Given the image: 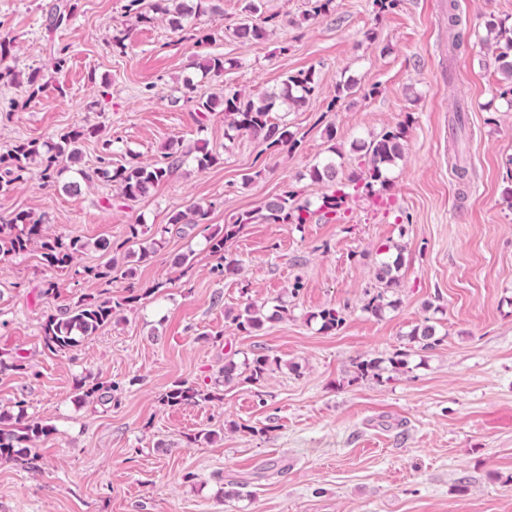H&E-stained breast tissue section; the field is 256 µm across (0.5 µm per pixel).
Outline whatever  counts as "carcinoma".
Returning <instances> with one entry per match:
<instances>
[{"instance_id":"cac0c4a2","label":"carcinoma","mask_w":512,"mask_h":512,"mask_svg":"<svg viewBox=\"0 0 512 512\" xmlns=\"http://www.w3.org/2000/svg\"><path fill=\"white\" fill-rule=\"evenodd\" d=\"M261 0H245V18L235 29V36L243 43L262 39L266 36V24L273 20L264 16L260 20L254 17L261 13ZM217 12L212 0H194L189 5L185 0H152L150 13H136V20L149 22L156 17L169 21L175 30L192 28L196 21L205 14ZM463 20L458 13L456 0H448V30L453 33L451 47L457 50L464 43L461 31ZM488 37L498 46L497 60L499 69L505 79L512 81V24L506 19L489 24ZM235 61L227 60L222 55H209L201 61L192 62L193 68L201 72V78L212 79L224 74L228 66ZM197 84L187 77L183 81L185 100L194 103L195 110L201 116L221 109L224 112V139L233 141L241 135H249L267 144V148L275 151L285 148L292 149L298 144L296 134L285 122L273 121L272 114L284 109H296L305 106L319 92V83L314 70L300 71L286 76L282 87L277 91H266L257 95H246L239 90L226 89L219 95L196 98ZM408 126L398 124L388 127L371 139L355 147L359 152L358 170L348 176L340 174L336 156L340 151L336 146L329 147L330 155L313 165L311 177L315 181L326 182L331 191L321 198L317 210L310 209V204L296 202V193L285 190L281 194L269 198L262 207V218L269 224H307L315 212L323 213L327 219L337 220L341 211L345 210L348 201L359 194H366L377 202L384 201L382 192L390 188L391 179L388 172L402 157L403 145L407 137ZM99 130L93 126H82L60 134L57 138L38 142L34 140L20 141L6 154L0 155V192L6 193L14 185L26 180L32 168H38L39 177L46 183L54 181L68 170V165L79 161L81 144L88 138H95ZM100 166L93 174L83 169L74 172L73 180L67 184L72 191L80 190L81 183L95 177L100 182L113 187L115 199L135 201L150 193L162 181L168 179L173 172L186 164H192L197 170L205 171L222 160L224 152L209 147L207 141L199 139L187 149L181 147H165L163 159L154 163L143 164L133 160L117 166L112 165V140L102 139ZM209 211L202 206H193L186 210L171 213L168 224L177 232L185 228H194L208 221ZM250 213L238 217L233 224L213 229L205 237L211 254L220 259L217 271L221 274L237 275L242 271L239 263L224 257L226 243L233 239L242 226L252 222ZM38 241L42 249V257L46 264L54 268L69 266L79 253L88 247L109 256V259L97 266L85 268L87 276L112 280L119 275H127L124 269L125 259L138 256L144 261L151 257L162 245V240L149 238L140 224L128 227L124 244L127 251L121 256L113 254L112 243L99 240L89 244L78 236H52L44 233L42 221L31 213L19 211L0 224V258L25 253L31 243ZM391 247L383 250L386 257L380 262L378 281L380 289L364 304L363 311L374 317L383 315L386 309L393 308L396 301L388 299L387 292L397 287L398 279L393 271L399 269L401 255L389 260L387 254ZM138 296L130 294L120 300L83 299L74 306L51 315L42 324V342L44 348L56 354L63 353L77 346L80 340L96 335L103 327L112 323L124 306L134 302ZM236 329L242 333H250L261 327L265 316V304L246 300L243 307L228 313ZM320 324L322 332L339 329L345 321L343 313L336 308H324L312 315ZM409 349L396 352L387 359H359L354 362V380L368 378L378 379L386 371H400L408 367L410 352L430 351L441 343L436 327L423 324L415 327L407 336ZM280 366V360L264 354L245 358L237 363L233 359L224 362V384L249 383L258 384L265 380L269 372ZM216 394L205 392L185 382H178L163 394L162 401L170 406L195 404L209 401ZM53 427L37 419H33L19 408L14 425L0 428V461L11 462L22 458V450L26 444L49 434Z\"/></svg>"}]
</instances>
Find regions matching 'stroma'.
I'll return each mask as SVG.
<instances>
[{
    "label": "stroma",
    "mask_w": 512,
    "mask_h": 512,
    "mask_svg": "<svg viewBox=\"0 0 512 512\" xmlns=\"http://www.w3.org/2000/svg\"><path fill=\"white\" fill-rule=\"evenodd\" d=\"M61 3L72 17L50 28ZM128 4L0 0L10 64L42 77L35 93L0 80V154L96 125L114 141L116 165L133 155L153 162L165 145L200 138L225 146L223 160L202 172L184 165L127 204L97 181L68 190V172L33 179L0 194V217L25 210L47 234L117 245L128 225L153 232L196 204L212 227L257 214L287 189L318 206L329 186L308 171L329 145L351 171L356 141L401 122L404 157L390 173L389 204L358 196L336 221L244 225L227 244L238 275L218 274L199 226L165 234L131 276L109 283L84 273L103 261L93 250L63 269L46 266L36 243L1 259L0 414L16 415L21 400L53 430L34 442L35 460L0 463V512H512V112L494 101L507 82L485 42L491 22L512 17V0H458L467 30L453 54L448 0H399L384 14L373 0H334L312 20L310 0H264L276 23L249 43L234 35L244 0H218L220 15L192 31L136 22ZM59 52L67 62L58 71ZM211 54L236 65L199 86L205 96L271 91L316 70L318 96L280 115L296 149L277 153L247 135L225 144L218 111L198 124L178 95L192 61ZM346 78L357 91L337 98ZM387 244L403 247L399 305L376 318L362 306ZM188 252L192 265L176 266ZM131 286L138 300L95 336L63 353L44 349L48 316L84 297H125ZM279 296L290 300L287 317L257 331L238 332L227 317L245 299ZM326 307L345 317L328 334L312 318ZM426 321L440 346L411 356L407 370L353 381L356 360L391 356ZM233 354L281 366L257 386L216 385ZM179 381L214 400L163 404ZM79 384L111 386L112 396L78 399ZM234 482L248 496H228Z\"/></svg>",
    "instance_id": "1"
}]
</instances>
